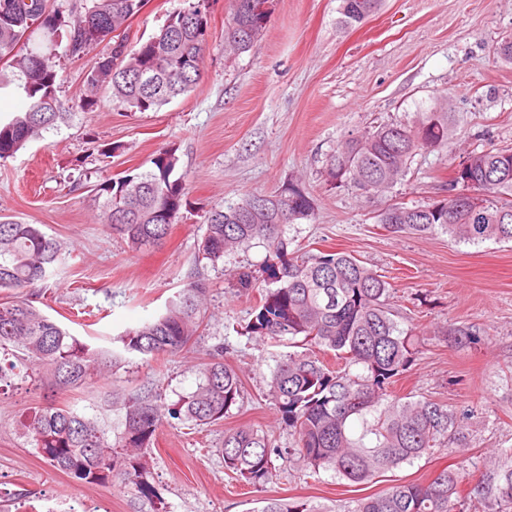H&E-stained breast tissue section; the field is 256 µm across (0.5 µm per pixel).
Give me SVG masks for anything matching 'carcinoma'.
<instances>
[{
	"label": "carcinoma",
	"instance_id": "carcinoma-1",
	"mask_svg": "<svg viewBox=\"0 0 512 512\" xmlns=\"http://www.w3.org/2000/svg\"><path fill=\"white\" fill-rule=\"evenodd\" d=\"M147 0H0V87L13 84L25 108L0 122V160L13 157L42 132L67 118L57 96V48L72 58L87 55L112 32L127 28ZM225 46L242 53L266 29L267 0H230ZM381 0H341L339 23L361 24ZM210 15L188 8L170 16L159 33L129 49L112 44L85 73V92L72 107L92 112L100 91L134 112L157 110L189 92L201 79L209 44ZM451 115L435 106L410 122L381 123L352 134L330 156L327 181L371 200L398 182L421 150H446ZM146 172L101 183V222L133 250L157 246L187 207L183 178L173 177L175 150L163 148ZM463 171L448 178V197L425 205L396 203L378 215L393 234L446 233L458 242H512V147L471 152ZM314 199L299 184L273 194H252L203 215L202 258L215 264L224 254L257 241L266 255L264 289L251 309L245 334L288 344L268 383L280 420L297 436L288 454L315 474L331 472L364 484L460 440L448 406L430 398L388 400L393 384L416 360L419 338L399 327L388 307L391 285L350 253L300 252L285 228L314 215ZM63 260L61 245L36 224L0 219V290L33 288ZM207 288L193 281L158 318L112 339L117 349L93 347L44 314L34 300L0 303V392L12 377L44 379L61 391L97 380L130 356L144 362L173 356L198 344ZM333 351L345 365L335 370L318 357ZM194 391L165 403L160 390L113 397L123 412L117 433L95 415L46 403L19 421L26 444L56 470L91 485L117 479L140 498L157 497L149 481L148 450L163 418L217 424L243 399L242 380L224 363L223 348L206 350L196 369ZM219 453L225 471L260 491L280 454L269 437L249 427L224 431ZM465 474L443 469L425 483L397 481L358 501L355 512H512V466L498 465L490 481H476L477 496L461 502ZM258 512H321L306 499H263Z\"/></svg>",
	"mask_w": 512,
	"mask_h": 512
}]
</instances>
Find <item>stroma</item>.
Returning <instances> with one entry per match:
<instances>
[{
	"label": "stroma",
	"mask_w": 512,
	"mask_h": 512,
	"mask_svg": "<svg viewBox=\"0 0 512 512\" xmlns=\"http://www.w3.org/2000/svg\"><path fill=\"white\" fill-rule=\"evenodd\" d=\"M188 0H148L129 21L131 39L158 33ZM340 0H273L262 37L241 54L224 50L229 0L210 4L203 77L186 95L156 111L130 112L102 96L92 112L31 140L0 162V216L40 225L58 240L65 261L41 286L39 306L71 334L98 346L164 312L188 282L210 290L200 343L223 345L240 374L244 399L223 422L195 426L166 418L149 452L150 481L161 504L120 484L89 485L52 468L25 444L17 422L25 408L60 398L79 411H106L112 391L161 388L166 403L191 391L197 356L182 353L147 364L125 363L94 384L55 395L49 385L14 383L0 395V503L25 512L53 497L75 512H256L260 498H306L327 512H354L360 498L391 479L424 482L446 468L485 473L491 461L512 465V244L458 243L448 235L399 236L378 222L393 203L426 204L445 197L452 168L470 152L512 146V65L494 49L512 34V0H383L362 25L337 23ZM108 43L79 59L59 57L64 105H71ZM443 104L454 137L447 151L424 150L390 192L364 202L347 187L330 186L326 162L348 135L383 122L411 121L419 109ZM118 145L112 157L91 142ZM172 148L176 175L187 188V216L161 245L134 251L99 220L98 184L146 171L160 149ZM300 182L315 201L312 220L285 234L306 250L346 251L392 286L389 303L401 328L421 342L414 364L396 383L398 396L427 397L456 416L464 449L443 448L391 476L356 485L290 461L295 437L281 424L267 382L283 343L244 333L264 289L238 288L234 273L259 270L262 245L202 259L203 214ZM469 340L455 343L454 330ZM246 425L267 433L283 453L262 492L230 478L218 449L227 429Z\"/></svg>",
	"instance_id": "1"
}]
</instances>
